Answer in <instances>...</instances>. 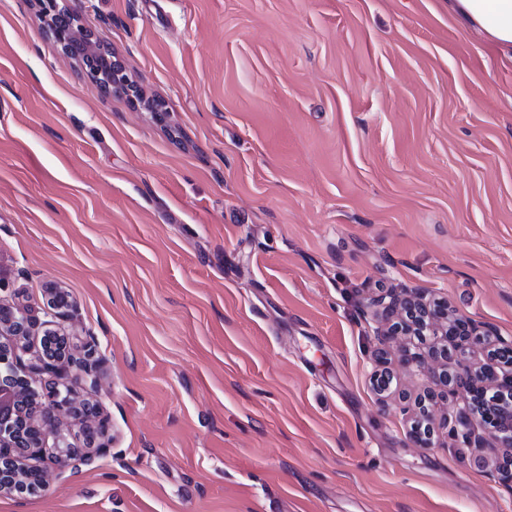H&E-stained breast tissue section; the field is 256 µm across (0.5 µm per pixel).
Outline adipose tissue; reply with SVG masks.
<instances>
[{"label":"adipose tissue","instance_id":"obj_1","mask_svg":"<svg viewBox=\"0 0 512 512\" xmlns=\"http://www.w3.org/2000/svg\"><path fill=\"white\" fill-rule=\"evenodd\" d=\"M449 8L467 26L483 30L491 46L512 61V0H451Z\"/></svg>","mask_w":512,"mask_h":512}]
</instances>
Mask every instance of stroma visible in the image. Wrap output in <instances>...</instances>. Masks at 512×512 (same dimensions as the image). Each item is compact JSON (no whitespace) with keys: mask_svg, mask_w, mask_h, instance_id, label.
<instances>
[{"mask_svg":"<svg viewBox=\"0 0 512 512\" xmlns=\"http://www.w3.org/2000/svg\"><path fill=\"white\" fill-rule=\"evenodd\" d=\"M150 112L0 0V299L73 353L111 449L0 512H512L380 400L369 295L512 336V63L448 0H61ZM50 307L54 312L52 314V318L54 319H68L71 317L73 304L68 301L67 295L63 292H58L55 294L54 303H51ZM54 319L47 320L42 323L45 327L43 335L57 334L55 328L57 322Z\"/></svg>","mask_w":512,"mask_h":512,"instance_id":"obj_1","label":"stroma"}]
</instances>
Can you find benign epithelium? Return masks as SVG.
Instances as JSON below:
<instances>
[{
  "mask_svg": "<svg viewBox=\"0 0 512 512\" xmlns=\"http://www.w3.org/2000/svg\"><path fill=\"white\" fill-rule=\"evenodd\" d=\"M54 37L66 50L74 42L84 47L90 56L96 47L90 35L70 26L55 31ZM370 306L383 325L376 328L378 348L396 336H421L437 339L432 352L436 365L428 373L432 383L444 393L455 396L460 408L442 423L446 434L457 448L512 447V407L499 403L486 404V411L476 413L473 396L497 390L512 399V364L502 365L489 352L500 349L512 352V337L475 320L457 315L449 317L448 302L428 300L417 290L404 295L388 294L375 297ZM52 319L43 322L44 334L56 333V320L71 317L73 304L67 295L55 294ZM32 322L11 305L0 302V496L36 494L48 485L47 471L28 464L45 448L46 437L54 436L56 461L65 463L76 455L62 421L78 414L74 392L78 387L94 390L98 384L101 360L94 357L95 348L87 344L84 354L50 355L41 353L23 360L30 353L29 336ZM47 371L56 381L42 390L32 385L33 377ZM90 440L95 453L105 455L110 443L105 441L108 419L94 410L87 414ZM434 430L421 431V421L412 423L408 432L410 443L419 448L434 447Z\"/></svg>",
  "mask_w": 512,
  "mask_h": 512,
  "instance_id": "7a95c632",
  "label": "benign epithelium"
}]
</instances>
